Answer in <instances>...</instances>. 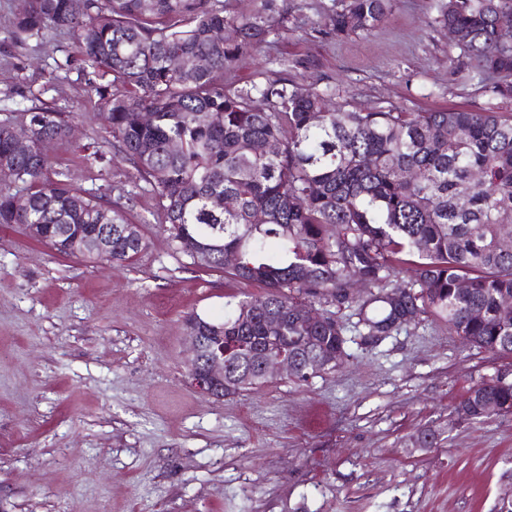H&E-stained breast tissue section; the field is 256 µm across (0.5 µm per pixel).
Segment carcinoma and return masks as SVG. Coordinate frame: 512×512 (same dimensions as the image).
Returning <instances> with one entry per match:
<instances>
[{"mask_svg":"<svg viewBox=\"0 0 512 512\" xmlns=\"http://www.w3.org/2000/svg\"><path fill=\"white\" fill-rule=\"evenodd\" d=\"M73 2L16 0L3 40L70 35L97 77L94 107L154 191L173 251L263 288L226 301L221 322L186 318L201 357L224 340L222 396L263 387V363L282 354L302 380L335 370L348 343L342 308L354 309L358 335L373 340L409 313L467 345L512 354V321L499 317L512 302V250L502 247L512 236L511 114L350 110L334 91L286 78L224 84L226 67L267 43L275 0L248 17L225 15V0H83L79 12ZM389 7L345 0L328 26L338 37L368 33ZM435 8L485 92L511 101L512 41L498 20L512 15V0H435ZM226 28L234 39H217ZM174 57L191 66L172 69ZM68 132L67 116L45 103L0 121V164L15 173L0 187V224H19L65 255L130 262L146 247L138 226L52 170L42 142ZM26 133L33 146L20 153L14 139ZM260 142L279 150L258 153ZM214 197L231 207L214 208ZM230 253L239 256L232 267ZM405 265L415 278L400 283ZM355 283L372 290L368 299L353 295ZM315 306L320 320H300L299 310ZM457 411L472 421L511 415L512 382L480 380Z\"/></svg>","mask_w":512,"mask_h":512,"instance_id":"cac0c4a2","label":"carcinoma"}]
</instances>
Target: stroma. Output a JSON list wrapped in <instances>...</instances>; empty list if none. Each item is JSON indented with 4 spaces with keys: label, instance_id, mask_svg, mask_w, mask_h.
<instances>
[{
    "label": "stroma",
    "instance_id": "1",
    "mask_svg": "<svg viewBox=\"0 0 512 512\" xmlns=\"http://www.w3.org/2000/svg\"><path fill=\"white\" fill-rule=\"evenodd\" d=\"M260 53L224 71L332 88L354 109L488 106L431 0H393L370 34L326 22L343 0H278ZM67 35L0 42V108L19 100L69 113L52 168L111 201L147 243L129 264L63 256L0 224V512H491L512 469V415L460 418L485 378L512 382V354L464 345L432 319L304 381L273 377L231 398L188 382L189 312L218 319L255 286L190 265L169 245L150 186L117 158L86 74L64 69ZM104 152L88 156L87 144ZM432 430L437 445L416 438Z\"/></svg>",
    "mask_w": 512,
    "mask_h": 512
}]
</instances>
